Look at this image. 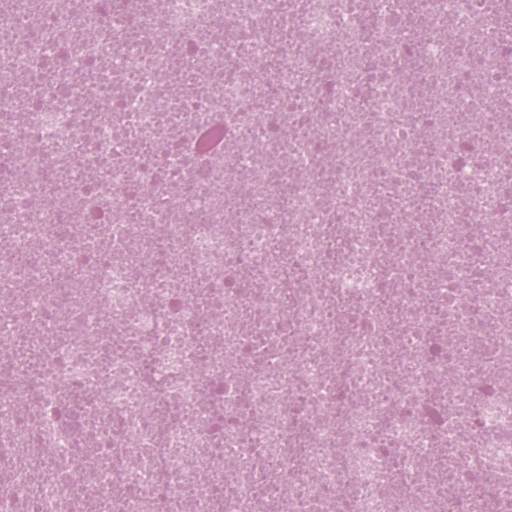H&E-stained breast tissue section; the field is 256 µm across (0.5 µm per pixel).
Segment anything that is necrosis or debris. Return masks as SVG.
I'll list each match as a JSON object with an SVG mask.
<instances>
[{
	"mask_svg": "<svg viewBox=\"0 0 512 512\" xmlns=\"http://www.w3.org/2000/svg\"><path fill=\"white\" fill-rule=\"evenodd\" d=\"M512 0H6L0 512H512Z\"/></svg>",
	"mask_w": 512,
	"mask_h": 512,
	"instance_id": "4bbe7bcc",
	"label": "necrosis or debris"
}]
</instances>
